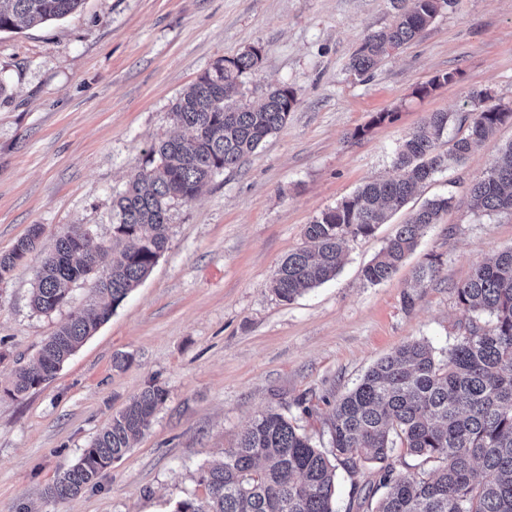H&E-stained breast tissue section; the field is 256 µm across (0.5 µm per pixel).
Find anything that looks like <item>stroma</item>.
I'll return each mask as SVG.
<instances>
[{"label":"stroma","instance_id":"stroma-1","mask_svg":"<svg viewBox=\"0 0 512 512\" xmlns=\"http://www.w3.org/2000/svg\"><path fill=\"white\" fill-rule=\"evenodd\" d=\"M395 13L393 0H84L65 19L0 33V253L42 227L36 254L0 280V512H172L203 494L200 467L258 413L275 410L327 443L337 400L380 358L410 340L453 343L468 319L455 285L512 248V213H484L466 195L512 142L510 121L391 223L348 242L336 278L290 302L271 288L305 225L391 174L429 113L463 111L479 92L486 106L512 108V0H454L417 42L355 75L352 56ZM251 46L262 62L241 77L240 95L253 102L288 86L286 125L196 199L172 202L169 245L149 276L53 380L10 397L15 370L89 301L77 285L56 311L34 312L41 256L75 226L111 242L112 202L171 133L176 98ZM446 72L454 80L434 85ZM442 195L455 202L441 223L391 279L368 284L362 270L395 225ZM431 256L438 277L414 287V268ZM153 385L167 397L143 438L96 487L48 498L58 471Z\"/></svg>","mask_w":512,"mask_h":512}]
</instances>
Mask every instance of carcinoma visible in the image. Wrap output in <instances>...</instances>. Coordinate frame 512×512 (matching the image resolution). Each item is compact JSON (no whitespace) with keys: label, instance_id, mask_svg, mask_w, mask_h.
<instances>
[{"label":"carcinoma","instance_id":"1","mask_svg":"<svg viewBox=\"0 0 512 512\" xmlns=\"http://www.w3.org/2000/svg\"><path fill=\"white\" fill-rule=\"evenodd\" d=\"M83 0H0V32L40 25L75 12ZM393 22L365 38L350 62L361 77L386 56L416 41L453 0H396ZM261 50L252 46L217 61L190 85L171 110L172 135L150 148L146 165L113 200V238L95 241L89 228L59 236L38 267L31 307L50 314L72 287L90 286L91 302L43 343L37 358L16 370L8 393L20 397L51 381L84 341L152 271L168 249L171 202L194 200L217 173L232 169L288 120L292 89H270L258 103L236 98L239 78L254 71ZM512 121V109L432 112L396 152L394 174L367 182L305 227L306 245L280 263L272 288L283 301L338 274L344 245L387 223L442 168L466 161L474 145ZM454 123L465 133L448 152L441 139ZM472 205L486 213H512V143L497 149L492 166L468 188ZM454 196L426 201L364 269L367 282L388 280L439 223ZM34 225L12 250L0 254V279L37 250ZM439 259L419 266L420 286L435 280ZM471 318L441 351L413 340L377 362L336 401L328 424L330 448L316 446L291 420L258 413L224 459L203 466L201 496L176 503L174 512H336V464L354 473L372 466L369 483L382 491L374 512H512V248L482 262L456 287ZM160 386L134 396L84 449L79 461L57 474L51 498H71L97 483L148 430L166 399ZM418 459L410 477L393 452Z\"/></svg>","mask_w":512,"mask_h":512}]
</instances>
